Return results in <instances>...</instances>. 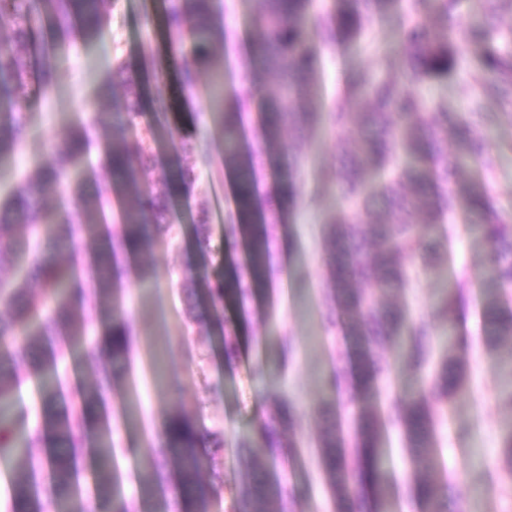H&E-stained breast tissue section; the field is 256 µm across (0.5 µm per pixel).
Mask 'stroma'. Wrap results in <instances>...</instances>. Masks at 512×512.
I'll return each mask as SVG.
<instances>
[{"instance_id":"35a3bbf8","label":"stroma","mask_w":512,"mask_h":512,"mask_svg":"<svg viewBox=\"0 0 512 512\" xmlns=\"http://www.w3.org/2000/svg\"><path fill=\"white\" fill-rule=\"evenodd\" d=\"M163 0H116L111 23L102 40L75 42L59 58L56 89L69 99L57 106L54 96L30 98L25 113L33 136L26 139L13 160L0 166V199L36 165L49 160L65 128L96 109L109 112L110 125L92 133L93 146L80 160L77 183L86 193L110 181L105 147L122 133V117L113 99L121 93L120 78L110 62L120 59L146 83L144 121L154 119L159 100H167L168 121L175 134L198 140L202 149L191 157L198 180L190 197L175 207L170 238L156 240L150 251L131 258L123 272L124 317L137 334L130 356L133 378H122L99 411V430L118 434L124 448L117 459L116 495L132 512H175L173 491L144 493V470L159 456L156 423L180 414L205 432L223 431V452L203 449L202 478L212 487L210 512H230L232 498L248 483L247 471L238 462L236 443L252 437L268 416L274 401L283 399L297 411L285 439L295 453L286 468L269 467L270 478L285 483L296 512H336L332 493L319 464L321 405L337 407L345 433H352L360 406L341 401L326 390L324 376L335 367H348L352 340L344 327H331L326 315L335 311L326 276L325 228L344 207L336 187L335 172L341 144L352 130L325 126L296 138L283 130L270 149L258 185L262 196H271L289 163L303 161V189L316 198L311 207L286 206L275 233L273 272L263 290L245 308L224 305V324L186 328L185 303L179 279L196 270L207 286L223 285L230 267L244 261V240L224 238V222L234 211L238 179L224 163V126L215 114L210 96L211 69L197 63L189 44L172 46L161 28ZM216 11L230 31L228 45H216L213 55L224 63V86L239 80L238 62L250 51L248 33L257 17L255 0H216ZM375 34L380 53L351 45L323 51L321 74L324 97L333 100L345 74L352 69L376 73L399 69L398 36L387 19L377 20ZM175 52L178 66L196 72L193 87L179 89L177 74L168 70L164 81L153 72L154 58ZM484 137L492 168L475 162L454 180V187L482 186L497 215L512 225V106L495 100L482 103ZM206 209L212 243L224 253L223 266L201 264L194 250L192 224L198 209ZM424 238L442 242L439 259L424 261L415 252L406 259L410 282L396 296L409 318L432 311L442 296L457 298L461 318L455 319V342L436 335L430 357L419 375H412L390 345L375 352L384 374L379 380V410L403 396L411 383L428 389L429 380L448 355L462 361L468 374L464 389L438 408L437 452L432 467L413 469L400 429L387 427L383 446L387 464L397 483L422 476L445 489L450 512H512V474L506 470L502 437L512 431V409L499 394L507 380L503 369L512 361V343L497 349L483 344L482 298L490 283L484 265L487 243L468 234L461 217L420 227ZM84 323L82 341L60 360L59 369L72 389H88L94 382L87 353L105 339L110 318L103 308L87 304L77 310ZM235 332L239 354L224 359L222 329ZM20 385L14 411L23 427L36 429L41 420L39 377L30 365L17 370Z\"/></svg>"}]
</instances>
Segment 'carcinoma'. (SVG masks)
Masks as SVG:
<instances>
[{"instance_id": "1", "label": "carcinoma", "mask_w": 512, "mask_h": 512, "mask_svg": "<svg viewBox=\"0 0 512 512\" xmlns=\"http://www.w3.org/2000/svg\"><path fill=\"white\" fill-rule=\"evenodd\" d=\"M472 2L481 20L461 42L450 27L441 37L416 22L429 11L446 22L461 0H334L321 13L312 11V0H258V19L250 30L251 54L242 66L272 71L281 84L264 108V143L272 145L286 127L300 137L318 123L338 130L352 126L357 131L344 143L336 173L347 207L332 217L325 230L331 292L337 307L350 315L348 335L355 343L351 400L364 404L351 449L336 413L329 408L321 412L319 459L336 496V512H385L389 491L382 468L385 422L402 429L414 467H427L436 453L437 418L430 399L446 400L466 381L463 366L450 355L433 377L432 398L418 389L406 393L385 418L374 410L383 373L374 360L376 346L401 344L404 362L415 374L431 348L433 327L428 318L412 320L404 308L383 302L407 285L404 260L419 248V222L435 224L463 208L484 215V222L468 225L471 234L491 244L486 270L493 287L483 301L484 341L496 348L512 340V303L497 289L512 283V226L500 222L483 189L473 186L461 194L448 188L458 170L485 151L475 132L483 113L476 111L464 119L441 104L429 111L419 93L424 84L446 80L466 68L472 71L470 90L475 97L512 99V27L505 30L497 23L499 12L512 13V0ZM109 15L110 0H0V95L17 107L0 113V160L12 154L25 135L21 117L32 93L31 79L37 78L39 93L49 94L58 54L73 41L100 40ZM381 16L390 19L399 34L403 71L386 70L377 77L351 71L336 104L323 106L318 78L324 62L313 40L325 48L367 41L372 23ZM164 24L170 38H192L195 54L206 64L212 58L211 44L230 38L215 17L213 0H170ZM123 83L122 122L127 133L108 147L112 182L86 200L69 178L70 169L88 149L87 128L105 124V113L95 112L63 134L51 159L30 171L0 210V266L12 265L20 254L29 252L40 224L49 217L56 224L54 243L71 259L70 265H59L43 251L22 277L0 278V303L16 309L10 322L0 320V456L23 461L10 477L12 512H85L78 461L88 451L97 461L94 484L100 509L129 512L126 503L110 496L121 448L113 441L93 447L89 429L97 408L114 390L118 367L126 365L129 337L134 335L133 329L118 322L123 262L128 255L149 249L154 236L171 229L173 201L190 193L197 174L187 164L128 192L140 175L154 168L160 130L142 123L141 81L128 76ZM256 96L243 74L238 86L218 101L224 105V163L237 168L244 185L235 211L224 222V237H246L248 258L225 288L211 291L217 314L224 296L244 307L266 283L275 225L280 223V210L255 191L262 153L242 152L238 140L244 110ZM285 192L291 204L300 198L308 207L313 204V198L303 193L296 167ZM68 199L78 203V224L63 207ZM114 199L125 206L122 223L112 229L107 210ZM194 227L199 252L213 259L206 212L199 213ZM86 273L97 282L93 294L81 288ZM86 301L98 302L112 313L108 362L98 365L92 389L81 391L79 400L66 410L54 412L49 406L64 397L58 362L67 340L82 335L71 324L72 310ZM38 347L45 354L38 368L40 396L47 409L41 425L27 431L8 414L18 383L12 369L30 359ZM292 420L293 408L279 401L261 426V453L253 451L251 440L238 443L239 463L252 472V483L236 499L234 512H271L274 503L278 512H293L284 486L267 481L263 470V463L283 464L292 454L281 431ZM45 431L52 433L56 447L46 449L36 466L30 453L40 446ZM208 439L212 447H224L222 433L208 437L177 415L167 422L166 447L179 464L177 487L193 512H209V487L201 480L202 459L195 452ZM407 494L421 512H445L441 487L434 482L416 479L407 484Z\"/></svg>"}]
</instances>
